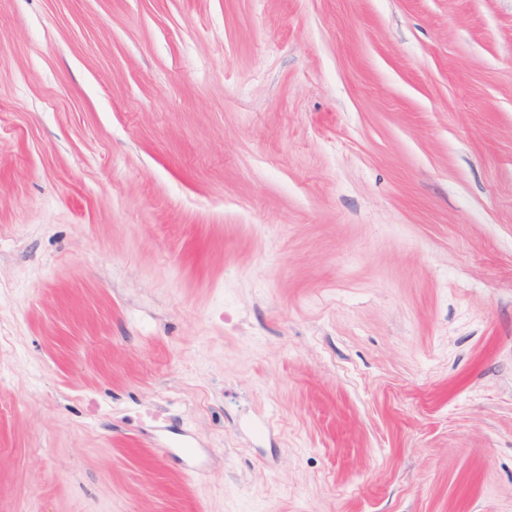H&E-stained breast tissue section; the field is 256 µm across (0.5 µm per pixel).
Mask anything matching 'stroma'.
<instances>
[{"label": "stroma", "instance_id": "35a3bbf8", "mask_svg": "<svg viewBox=\"0 0 512 512\" xmlns=\"http://www.w3.org/2000/svg\"><path fill=\"white\" fill-rule=\"evenodd\" d=\"M0 512H512V0H0Z\"/></svg>", "mask_w": 512, "mask_h": 512}]
</instances>
